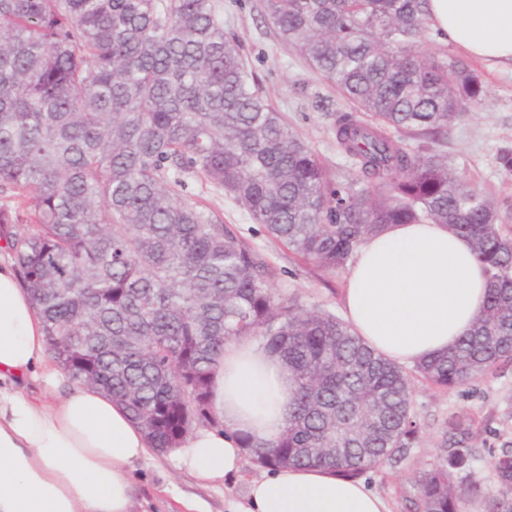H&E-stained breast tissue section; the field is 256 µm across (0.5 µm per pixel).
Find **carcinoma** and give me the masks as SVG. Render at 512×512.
<instances>
[{"label": "carcinoma", "mask_w": 512, "mask_h": 512, "mask_svg": "<svg viewBox=\"0 0 512 512\" xmlns=\"http://www.w3.org/2000/svg\"><path fill=\"white\" fill-rule=\"evenodd\" d=\"M427 0H263L282 46L346 99L336 179L262 95L215 0H0V239L68 376L125 406L159 452L193 420L217 424L210 378L251 338L288 371L285 425L241 437L266 466L357 478L417 438L412 378L455 388L512 363V232L442 139L481 105L478 74L419 50ZM230 195L266 234L341 270L391 224L469 239L489 285L473 327L406 370L335 314L271 288L274 270L188 201L182 174ZM442 461L417 480L419 512L480 495L458 474L471 425L448 421ZM512 487V450L493 462Z\"/></svg>", "instance_id": "carcinoma-1"}]
</instances>
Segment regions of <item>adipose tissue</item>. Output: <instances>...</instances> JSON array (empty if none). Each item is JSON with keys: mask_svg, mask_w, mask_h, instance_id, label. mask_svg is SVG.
Here are the masks:
<instances>
[{"mask_svg": "<svg viewBox=\"0 0 512 512\" xmlns=\"http://www.w3.org/2000/svg\"><path fill=\"white\" fill-rule=\"evenodd\" d=\"M439 41L490 67L512 70V0H429ZM487 280L470 242L439 224H394L359 248L344 317L389 359L412 365L447 351L472 326ZM52 360L42 319L13 263L0 261V512H130L132 467L149 453L141 427L103 391L72 383ZM288 379L256 342L228 344L212 377L220 421L189 434L180 467L204 484L238 474L239 438L275 437L288 411ZM236 512H387L363 480L313 466L271 467Z\"/></svg>", "mask_w": 512, "mask_h": 512, "instance_id": "obj_1", "label": "adipose tissue"}]
</instances>
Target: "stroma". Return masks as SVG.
I'll return each instance as SVG.
<instances>
[{
    "label": "stroma",
    "instance_id": "1",
    "mask_svg": "<svg viewBox=\"0 0 512 512\" xmlns=\"http://www.w3.org/2000/svg\"><path fill=\"white\" fill-rule=\"evenodd\" d=\"M224 31L236 36L250 67L258 74L264 95L314 150L332 173H346L349 164L336 146L335 112L342 98L295 54L279 44L271 24L262 15L261 0H217ZM423 50H437L465 59L481 78L486 96L481 106L453 126L441 145L463 178L481 188L501 207H512V171L502 169L496 156L512 148V70L488 68L482 61L437 39ZM188 199L206 209L213 221L229 226L245 245L274 268V288L297 298L304 308L342 312L347 270L333 273L316 268L284 244L270 238L261 225L205 180L186 175ZM412 407L420 425L418 440L397 462L364 474L367 486L386 503L388 512H413L420 472L443 456L442 436L449 418L472 420L477 455L458 479L476 484L481 494L463 501V512H490L502 488L489 464L491 456L512 446V366L487 374L476 382L438 389L421 379L412 382ZM262 466L246 459L241 472L208 486L179 468L174 451L153 452L134 470L132 512H185L184 501H201L207 512H226L228 501L245 502L250 482Z\"/></svg>",
    "mask_w": 512,
    "mask_h": 512
}]
</instances>
